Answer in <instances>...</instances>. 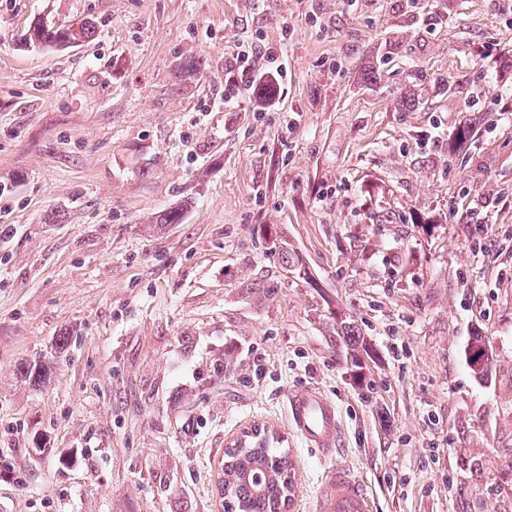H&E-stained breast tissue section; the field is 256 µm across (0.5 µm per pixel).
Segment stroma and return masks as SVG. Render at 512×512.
<instances>
[{
    "instance_id": "stroma-1",
    "label": "stroma",
    "mask_w": 512,
    "mask_h": 512,
    "mask_svg": "<svg viewBox=\"0 0 512 512\" xmlns=\"http://www.w3.org/2000/svg\"><path fill=\"white\" fill-rule=\"evenodd\" d=\"M83 18V45L20 43ZM251 42L285 43L281 96L225 111ZM511 96L501 0H0V512H218L255 424L291 512L333 463L375 512H512ZM308 385L330 463L288 425ZM356 326L351 321H348L346 317L343 319L342 316H336V336L343 341L346 346V360H351V372L353 373V379L362 385L363 366L360 354L364 352L367 356L373 350L370 348L369 343L364 336L358 332ZM288 423L297 437L316 448L325 459L339 449L341 424L336 403L317 387H303L288 394Z\"/></svg>"
}]
</instances>
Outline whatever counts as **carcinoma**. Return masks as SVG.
<instances>
[{"label":"carcinoma","instance_id":"carcinoma-1","mask_svg":"<svg viewBox=\"0 0 512 512\" xmlns=\"http://www.w3.org/2000/svg\"><path fill=\"white\" fill-rule=\"evenodd\" d=\"M95 34V24L84 21L78 26H45L39 20L22 36L25 46L39 45L55 49L79 46ZM336 336L346 346L351 360L353 379L362 383L363 366L360 354L372 349L356 326L347 319L336 318ZM279 440L262 442L253 439L225 457L224 476L219 484L225 492L230 512H281L288 488L294 485V467L288 450L276 447Z\"/></svg>","mask_w":512,"mask_h":512}]
</instances>
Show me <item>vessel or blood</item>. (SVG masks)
I'll return each mask as SVG.
<instances>
[{
  "mask_svg": "<svg viewBox=\"0 0 512 512\" xmlns=\"http://www.w3.org/2000/svg\"><path fill=\"white\" fill-rule=\"evenodd\" d=\"M288 423L297 437L326 459L339 449L341 424L332 398L316 387L292 390L288 395ZM317 512H372L367 492L347 470L327 471L316 505Z\"/></svg>",
  "mask_w": 512,
  "mask_h": 512,
  "instance_id": "obj_1",
  "label": "vessel or blood"
}]
</instances>
